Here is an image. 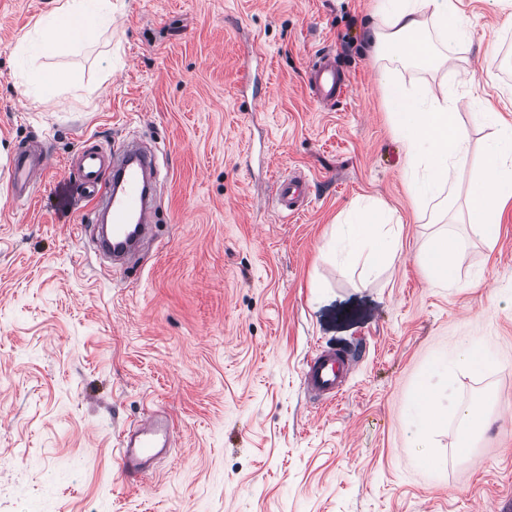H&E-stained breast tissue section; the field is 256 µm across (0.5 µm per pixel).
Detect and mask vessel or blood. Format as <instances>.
Listing matches in <instances>:
<instances>
[{
  "mask_svg": "<svg viewBox=\"0 0 512 512\" xmlns=\"http://www.w3.org/2000/svg\"><path fill=\"white\" fill-rule=\"evenodd\" d=\"M308 83L314 99L334 106L350 89V80L334 55L323 54L308 71ZM47 154L19 152L13 159L10 181L16 196L28 194L48 169ZM85 192L96 201L100 216L112 229L98 242V250L110 257L115 266L127 267L139 242L152 235L146 215L156 173L154 157L136 146L119 153L100 145L86 146L75 166ZM309 194L308 181L299 175L281 177L275 188L276 201L282 208L296 212ZM352 367L351 355L334 350H319L306 360L302 380L308 392L319 398H335ZM174 444V429L163 417L151 414L117 440L119 468L130 482H137L153 462L167 454Z\"/></svg>",
  "mask_w": 512,
  "mask_h": 512,
  "instance_id": "1",
  "label": "vessel or blood"
}]
</instances>
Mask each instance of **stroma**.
Masks as SVG:
<instances>
[{
	"instance_id": "35a3bbf8",
	"label": "stroma",
	"mask_w": 512,
	"mask_h": 512,
	"mask_svg": "<svg viewBox=\"0 0 512 512\" xmlns=\"http://www.w3.org/2000/svg\"><path fill=\"white\" fill-rule=\"evenodd\" d=\"M58 5L0 0V512H512V210L489 242L455 212L467 261L431 285L432 229L380 80L460 96L467 193L497 132L485 105L512 125V0H461L472 45L448 72L374 55L380 0H112L93 43L16 54ZM318 52L351 80L330 108L307 84ZM71 67L84 90L38 85ZM132 139L157 155L159 241L115 272L73 233L94 227L85 192L56 197L86 142ZM24 149L51 166L21 201L8 176ZM294 172L311 184L296 213L274 198ZM367 198L403 219L393 266L373 272L334 256L337 220ZM466 344L485 366L446 372ZM319 348L354 357L324 404L301 381ZM422 388L449 414L428 439ZM461 401L495 418L466 463ZM153 410L175 446L131 484L113 449Z\"/></svg>"
}]
</instances>
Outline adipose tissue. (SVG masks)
<instances>
[{
    "label": "adipose tissue",
    "mask_w": 512,
    "mask_h": 512,
    "mask_svg": "<svg viewBox=\"0 0 512 512\" xmlns=\"http://www.w3.org/2000/svg\"><path fill=\"white\" fill-rule=\"evenodd\" d=\"M388 6L374 31V46L399 61L438 70L458 59L468 45L471 29L457 0H387ZM112 21V0H60L58 8L41 18L32 36L23 37L15 47L25 54L40 47L66 48L78 40L81 25ZM397 136L404 151L411 196L432 200V219H439L455 201L458 187L454 172L464 168L468 157V133L455 115L459 100L441 93L426 95L409 91L395 82L387 84ZM512 203V128H506L487 146L479 176L471 183L466 204L478 219L472 231L484 240H492L503 210ZM395 218L376 204L352 211L340 226V238L351 249L367 247L371 266L383 267L396 257ZM465 260L458 238L447 229L440 230L422 256L432 284L457 282ZM460 419L457 439L461 459L471 457L477 437L493 423L491 413L474 404L456 409Z\"/></svg>",
    "instance_id": "ef3b65f1"
}]
</instances>
